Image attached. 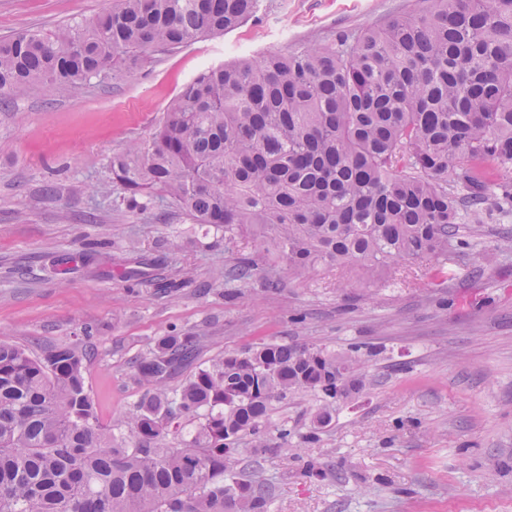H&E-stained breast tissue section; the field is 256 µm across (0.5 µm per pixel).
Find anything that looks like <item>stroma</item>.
I'll use <instances>...</instances> for the list:
<instances>
[{
    "label": "stroma",
    "instance_id": "35a3bbf8",
    "mask_svg": "<svg viewBox=\"0 0 512 512\" xmlns=\"http://www.w3.org/2000/svg\"><path fill=\"white\" fill-rule=\"evenodd\" d=\"M109 0H0V39L92 19ZM411 0H259L239 28L105 73L60 94L0 95V335L37 355L80 344L100 423L117 440L146 392L129 367L170 330L201 336L209 364L254 339L360 346L366 386L336 401L319 443L304 444L319 402L275 404L266 450L244 463L273 488L270 512H512V202L469 214L471 248L453 252L448 285L406 262L360 288L353 268L293 274L263 226L236 242L191 223L159 191L147 207L113 183V153L148 138L202 69L322 43L407 12ZM261 258L241 279V255ZM277 288H267L268 279ZM287 427L288 440L277 439ZM322 468L310 478L307 465Z\"/></svg>",
    "mask_w": 512,
    "mask_h": 512
}]
</instances>
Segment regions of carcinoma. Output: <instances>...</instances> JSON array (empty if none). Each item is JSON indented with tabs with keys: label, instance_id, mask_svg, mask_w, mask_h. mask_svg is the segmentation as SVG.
I'll list each match as a JSON object with an SVG mask.
<instances>
[{
	"label": "carcinoma",
	"instance_id": "carcinoma-1",
	"mask_svg": "<svg viewBox=\"0 0 512 512\" xmlns=\"http://www.w3.org/2000/svg\"><path fill=\"white\" fill-rule=\"evenodd\" d=\"M354 34L205 68L151 135L112 156L135 202L153 188L232 241L270 230L288 266L426 261L446 282L466 214L494 192L512 201V0H419ZM258 0H112L50 34L0 39V93L68 94L106 70L130 72L237 28ZM201 337L172 331L131 362L152 392L114 443L86 387L84 356L43 358L0 337V512H269L272 492L238 468L244 435L268 447L274 403L323 405L302 436L320 441L334 404L359 392L361 357L263 338L199 367L171 391Z\"/></svg>",
	"mask_w": 512,
	"mask_h": 512
}]
</instances>
